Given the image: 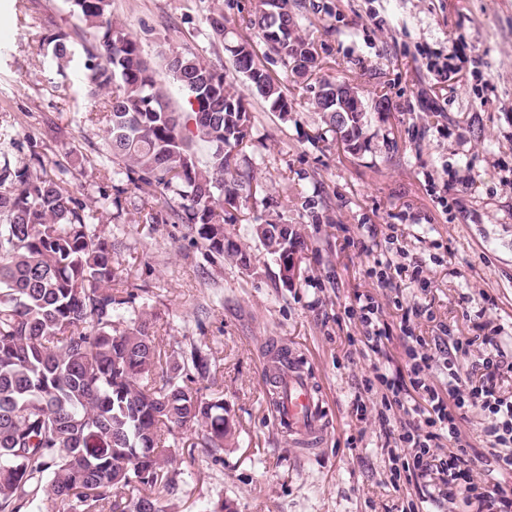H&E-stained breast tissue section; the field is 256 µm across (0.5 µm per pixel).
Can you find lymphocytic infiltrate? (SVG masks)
<instances>
[{
    "label": "lymphocytic infiltrate",
    "instance_id": "1",
    "mask_svg": "<svg viewBox=\"0 0 512 512\" xmlns=\"http://www.w3.org/2000/svg\"><path fill=\"white\" fill-rule=\"evenodd\" d=\"M421 336H407L405 356L409 378L374 369L365 378V391L381 390V422L389 414L404 411L398 441L405 452L393 484L419 487L423 495L441 496L453 502L456 512H512V488L476 481L474 467L490 472L512 471V397L502 396L498 382L508 363L503 354H490L478 363L477 372L460 377L456 366L448 368V386L438 389L429 375L433 357ZM487 415L484 433L489 448L478 449L463 440L459 422L467 409Z\"/></svg>",
    "mask_w": 512,
    "mask_h": 512
}]
</instances>
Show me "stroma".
Here are the masks:
<instances>
[{"label":"stroma","instance_id":"obj_1","mask_svg":"<svg viewBox=\"0 0 512 512\" xmlns=\"http://www.w3.org/2000/svg\"><path fill=\"white\" fill-rule=\"evenodd\" d=\"M252 0H112L176 107L184 101L165 59L192 52L223 69L252 114L248 157L257 193L226 211L224 233L249 253L248 268L203 256L185 224L143 223L138 195L120 217L104 213L114 266L146 311L163 350L200 348L212 365L196 381L222 399L235 442L211 454L203 427L174 431L175 483L167 512H453L389 480L403 454L377 419L380 394L353 404L374 365L405 366L402 315L426 306L409 327L445 342L486 326L512 361V0H313L298 33L318 70L298 78L241 23ZM224 35H210L213 10ZM81 22L68 0H0V125L11 126L16 164L39 153L68 168L76 196L98 198L106 128L86 95ZM65 32L71 62L57 68L40 46ZM252 44L277 79L287 112L270 111L233 68L226 45ZM348 81L368 103L365 144L346 151L312 101L321 81ZM294 224L308 248L284 285L251 227ZM418 268L386 287L367 275L378 261ZM378 304L392 337L385 353L363 354V328L349 309ZM288 345L326 397L330 425L304 455L280 432L263 374L267 345Z\"/></svg>","mask_w":512,"mask_h":512}]
</instances>
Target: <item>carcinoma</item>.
<instances>
[{"label": "carcinoma", "instance_id": "1", "mask_svg": "<svg viewBox=\"0 0 512 512\" xmlns=\"http://www.w3.org/2000/svg\"><path fill=\"white\" fill-rule=\"evenodd\" d=\"M278 2L274 21L269 0H256L246 27L285 67L306 73L298 52L310 55L313 69L317 59L294 33L303 3ZM71 6L85 25L87 94L95 99L118 83L103 115L109 177L92 209L75 196L67 171H47L37 153L36 168H17L0 151V512H43L46 498L60 512H163L161 494L174 490L172 429L204 426L212 454L236 431L226 428L224 401L203 399L193 387L209 375L208 358L196 348L179 360L168 356L147 320L122 312L133 294L120 288L112 239L96 224L108 209L122 210V195L133 188L150 204L144 223L189 224L204 255L248 267L250 255L224 235L225 198H252V138L237 122L248 108L224 71L187 53L183 69L165 62L189 106L177 111L137 40L112 15V0ZM47 45L57 67L71 61L66 35ZM227 51L270 111H288L280 85L253 57L235 45ZM313 106L341 139H363L367 113L343 125L321 96ZM200 142L210 148L203 165ZM278 226L255 224L251 233L282 266L306 243L293 225L275 241L270 232ZM121 490L133 496L121 503Z\"/></svg>", "mask_w": 512, "mask_h": 512}]
</instances>
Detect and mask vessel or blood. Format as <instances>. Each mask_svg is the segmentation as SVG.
Masks as SVG:
<instances>
[{
  "label": "vessel or blood",
  "mask_w": 512,
  "mask_h": 512,
  "mask_svg": "<svg viewBox=\"0 0 512 512\" xmlns=\"http://www.w3.org/2000/svg\"><path fill=\"white\" fill-rule=\"evenodd\" d=\"M284 397L276 410L281 432L300 453L316 452L327 428L325 398L296 355L288 357Z\"/></svg>",
  "instance_id": "1"
}]
</instances>
